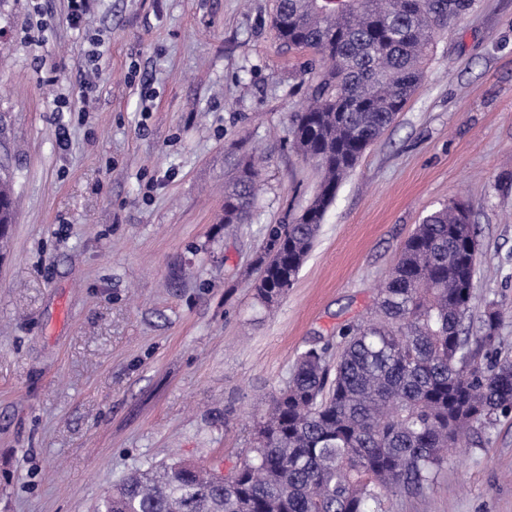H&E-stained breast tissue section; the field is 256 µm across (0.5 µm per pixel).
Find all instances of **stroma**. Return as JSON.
Masks as SVG:
<instances>
[{"label":"stroma","instance_id":"35a3bbf8","mask_svg":"<svg viewBox=\"0 0 512 512\" xmlns=\"http://www.w3.org/2000/svg\"><path fill=\"white\" fill-rule=\"evenodd\" d=\"M276 0H0V512H94L167 453L230 467L298 354L366 315L407 238L460 201L478 228L473 313L512 311V0H480L341 183L297 280L254 297L266 227L318 185L291 144L305 54ZM98 51L92 90L83 87ZM251 219L224 227L237 159ZM395 512H512V416L479 429ZM13 198L11 189V175L6 169L0 173V234L8 238L11 224H13Z\"/></svg>","mask_w":512,"mask_h":512}]
</instances>
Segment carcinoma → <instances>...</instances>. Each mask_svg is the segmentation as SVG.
I'll list each match as a JSON object with an SVG mask.
<instances>
[{
	"label": "carcinoma",
	"instance_id": "obj_1",
	"mask_svg": "<svg viewBox=\"0 0 512 512\" xmlns=\"http://www.w3.org/2000/svg\"><path fill=\"white\" fill-rule=\"evenodd\" d=\"M477 0H276L282 46L309 51L300 71L310 101L291 114L293 147L321 180L303 212L266 229L256 301L293 287L343 179L422 84L436 37ZM259 169L236 164L224 226L254 204ZM11 175L0 171V234L13 224ZM452 202L428 214L378 289L373 317L302 351L261 402L250 447L224 475L170 458L138 468L97 512H389L434 484L450 450L512 414V353L504 313L489 300L479 330L465 327L478 240Z\"/></svg>",
	"mask_w": 512,
	"mask_h": 512
}]
</instances>
